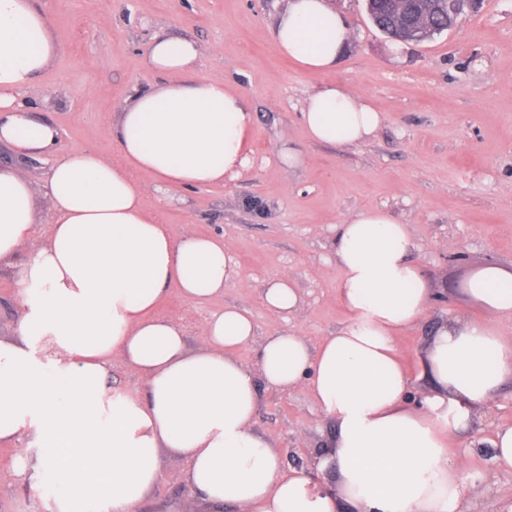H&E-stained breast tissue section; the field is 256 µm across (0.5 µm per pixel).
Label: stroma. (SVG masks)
<instances>
[{
	"instance_id": "obj_1",
	"label": "stroma",
	"mask_w": 512,
	"mask_h": 512,
	"mask_svg": "<svg viewBox=\"0 0 512 512\" xmlns=\"http://www.w3.org/2000/svg\"><path fill=\"white\" fill-rule=\"evenodd\" d=\"M330 3L349 40L335 69L314 74L275 46L274 22L288 0H32L47 14L59 52L40 79V94L24 102L58 126L59 146L37 160L1 145L0 165L24 173L40 195L55 160L72 148L118 160L114 113L161 81L146 66L154 35L191 39L200 48V74L247 99L254 115L249 166L235 181L179 191L164 205L150 191L152 174L133 177L149 190V214L173 236H223L238 274L223 295L201 304L170 291L158 314L178 317L193 350L204 321L227 305L250 311L258 339L298 330L317 343L347 321L336 301V224L362 209L385 208L410 226L413 258L434 294L428 319L396 339L413 367L437 323L477 315L458 293L476 268L512 269V0H481L454 28L423 42L389 39L371 24L363 0ZM324 82L360 92L382 113L371 141L339 148L309 139L301 108ZM284 141L301 154L298 167L282 169L276 150ZM282 273L301 295L286 319L260 302L264 283ZM503 425H512L511 381L471 413L463 465L480 478L477 489L465 491L471 512H512V471L491 460L490 439ZM254 428L289 468L315 467L332 435L302 387L262 389ZM24 451L0 446V512H44L49 475L17 476ZM161 464L164 479L142 512L163 502L201 512L183 480L185 459L165 452Z\"/></svg>"
}]
</instances>
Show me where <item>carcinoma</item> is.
Segmentation results:
<instances>
[{"label": "carcinoma", "instance_id": "obj_1", "mask_svg": "<svg viewBox=\"0 0 512 512\" xmlns=\"http://www.w3.org/2000/svg\"><path fill=\"white\" fill-rule=\"evenodd\" d=\"M371 22L391 39L408 36L424 41L457 22L448 0H372Z\"/></svg>", "mask_w": 512, "mask_h": 512}]
</instances>
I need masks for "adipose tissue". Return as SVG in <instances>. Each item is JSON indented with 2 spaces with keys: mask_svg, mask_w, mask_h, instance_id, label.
<instances>
[{
  "mask_svg": "<svg viewBox=\"0 0 512 512\" xmlns=\"http://www.w3.org/2000/svg\"><path fill=\"white\" fill-rule=\"evenodd\" d=\"M279 51L322 74L342 57L348 31L329 0H288L275 22ZM58 54L47 16L31 0H0V144L30 158L53 155L55 125L24 105ZM195 42L155 37L146 64L161 75L112 123L121 162L76 147L55 163L43 198L19 170L0 166V272L17 278L23 312L0 339V445L27 443L19 473H50L47 512H139L163 477L160 453L187 462L184 479L204 512H469L462 462L475 407L512 381V271L488 263L464 284L481 317L437 324L417 361L430 384L410 398L396 334L421 323L432 290L413 260V237L386 209H364L335 227L348 320L317 345L297 332L255 340L235 306L210 315L189 350L178 320L156 309L170 289L188 302L223 295L237 270L220 236H172L145 206L133 171L157 194L221 184L247 165L253 115L237 90L199 75ZM311 140L366 143L383 123L370 102L325 82L301 111ZM56 218L33 243L39 205ZM28 253H21L24 243ZM267 311L289 317L300 302L288 275L267 281ZM256 347L254 364L241 349ZM133 367L143 394L112 389L113 363ZM306 387L333 425L316 470L285 468L254 419L260 386Z\"/></svg>",
  "mask_w": 512,
  "mask_h": 512,
  "instance_id": "ef3b65f1",
  "label": "adipose tissue"
}]
</instances>
